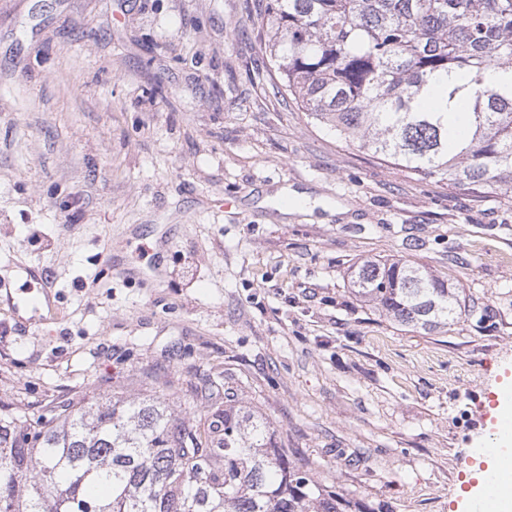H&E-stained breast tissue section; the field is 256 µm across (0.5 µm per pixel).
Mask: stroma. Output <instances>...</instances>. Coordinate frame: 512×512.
Wrapping results in <instances>:
<instances>
[{
  "label": "stroma",
  "mask_w": 512,
  "mask_h": 512,
  "mask_svg": "<svg viewBox=\"0 0 512 512\" xmlns=\"http://www.w3.org/2000/svg\"><path fill=\"white\" fill-rule=\"evenodd\" d=\"M262 14L0 0V406L220 373L340 497L452 512L512 374V200L337 141L277 93ZM367 259L457 283L465 314L393 322L351 289Z\"/></svg>",
  "instance_id": "1"
}]
</instances>
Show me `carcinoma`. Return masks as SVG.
<instances>
[{
  "label": "carcinoma",
  "mask_w": 512,
  "mask_h": 512,
  "mask_svg": "<svg viewBox=\"0 0 512 512\" xmlns=\"http://www.w3.org/2000/svg\"><path fill=\"white\" fill-rule=\"evenodd\" d=\"M265 48L315 124L411 176L512 198V0H268ZM355 296L426 333L459 289L408 260H364ZM270 420L207 378L182 411L153 390L0 408V512H347Z\"/></svg>",
  "instance_id": "carcinoma-1"
}]
</instances>
